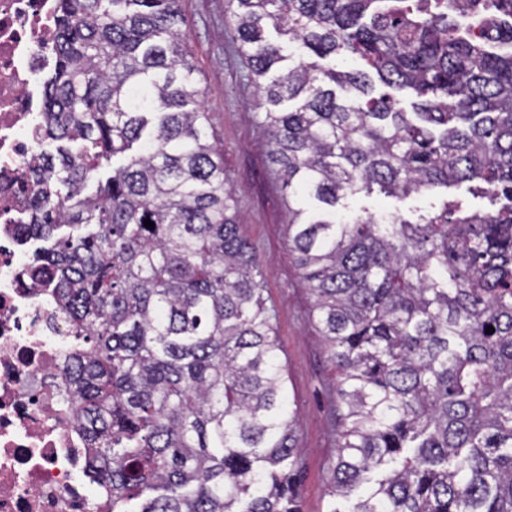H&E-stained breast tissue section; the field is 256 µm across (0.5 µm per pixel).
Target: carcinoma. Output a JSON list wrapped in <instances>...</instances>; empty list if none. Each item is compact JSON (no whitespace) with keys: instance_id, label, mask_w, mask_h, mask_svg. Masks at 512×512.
I'll return each mask as SVG.
<instances>
[{"instance_id":"cac0c4a2","label":"carcinoma","mask_w":512,"mask_h":512,"mask_svg":"<svg viewBox=\"0 0 512 512\" xmlns=\"http://www.w3.org/2000/svg\"><path fill=\"white\" fill-rule=\"evenodd\" d=\"M228 8L336 368L330 512H512V52L448 0ZM56 17L41 127L59 146L33 168L56 203L33 198L22 224L52 245L23 278L53 286L77 342L64 368L87 476L112 512H300L275 313L189 108L180 0H56ZM463 184L506 203L340 218L375 185Z\"/></svg>"}]
</instances>
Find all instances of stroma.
Masks as SVG:
<instances>
[{
	"label": "stroma",
	"instance_id": "obj_1",
	"mask_svg": "<svg viewBox=\"0 0 512 512\" xmlns=\"http://www.w3.org/2000/svg\"><path fill=\"white\" fill-rule=\"evenodd\" d=\"M184 27L200 95L224 175L236 189L232 210L254 247L264 276V296L276 311L277 336L286 386L299 414L294 436L299 456L302 512H328L330 463L336 454V372L311 319V298L288 239L285 193L269 162V136L261 125L264 100L239 52L226 0H181ZM451 202L485 212L489 197L466 188H436L405 198L360 193L345 201L347 215L399 214L417 220Z\"/></svg>",
	"mask_w": 512,
	"mask_h": 512
}]
</instances>
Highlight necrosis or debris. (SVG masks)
<instances>
[{"mask_svg": "<svg viewBox=\"0 0 512 512\" xmlns=\"http://www.w3.org/2000/svg\"><path fill=\"white\" fill-rule=\"evenodd\" d=\"M56 44L54 0H0V512H104L61 374L69 326L49 286L21 282L37 247L18 224L48 191L30 165Z\"/></svg>", "mask_w": 512, "mask_h": 512, "instance_id": "4bbe7bcc", "label": "necrosis or debris"}]
</instances>
